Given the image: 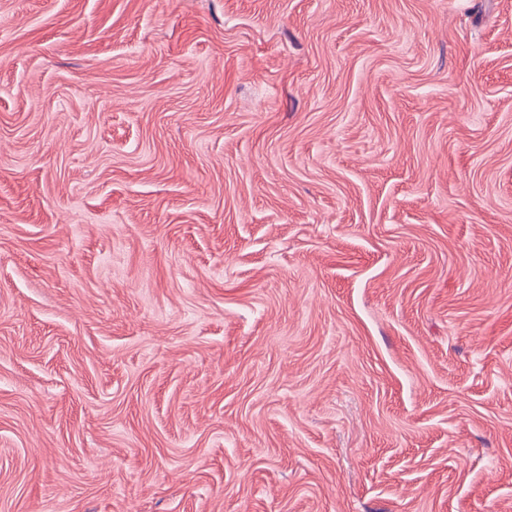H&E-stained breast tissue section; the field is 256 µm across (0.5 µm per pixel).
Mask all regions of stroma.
Wrapping results in <instances>:
<instances>
[{
    "mask_svg": "<svg viewBox=\"0 0 512 512\" xmlns=\"http://www.w3.org/2000/svg\"><path fill=\"white\" fill-rule=\"evenodd\" d=\"M0 512H512V0H0Z\"/></svg>",
    "mask_w": 512,
    "mask_h": 512,
    "instance_id": "35a3bbf8",
    "label": "stroma"
}]
</instances>
